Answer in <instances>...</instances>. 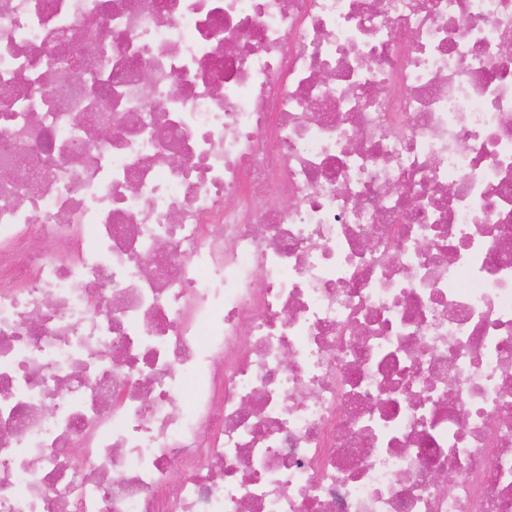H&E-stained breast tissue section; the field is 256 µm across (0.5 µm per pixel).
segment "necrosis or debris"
Returning <instances> with one entry per match:
<instances>
[{
  "label": "necrosis or debris",
  "instance_id": "necrosis-or-debris-1",
  "mask_svg": "<svg viewBox=\"0 0 512 512\" xmlns=\"http://www.w3.org/2000/svg\"><path fill=\"white\" fill-rule=\"evenodd\" d=\"M508 40L0 0V512H512Z\"/></svg>",
  "mask_w": 512,
  "mask_h": 512
}]
</instances>
